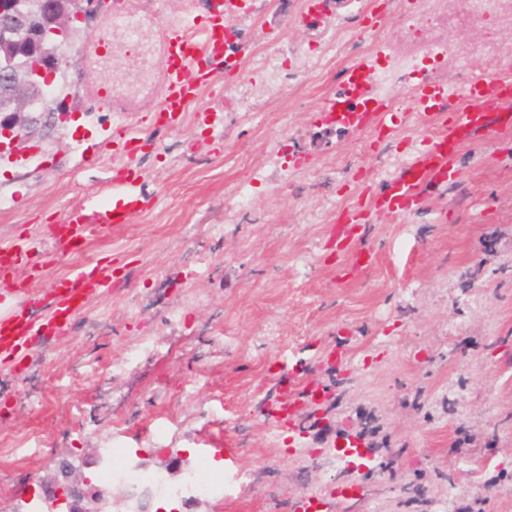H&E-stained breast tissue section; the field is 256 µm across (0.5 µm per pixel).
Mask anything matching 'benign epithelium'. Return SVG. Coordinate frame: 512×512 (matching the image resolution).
Here are the masks:
<instances>
[{"mask_svg": "<svg viewBox=\"0 0 512 512\" xmlns=\"http://www.w3.org/2000/svg\"><path fill=\"white\" fill-rule=\"evenodd\" d=\"M83 12L81 0H0V39L7 41L23 32L26 42L20 48L40 56V62L31 68H13L0 61L4 84L0 150H19L38 134L43 116L35 115V110L41 99L53 96L57 44L70 39ZM85 465L84 459L61 460L62 481L53 490L42 489L37 496L39 512H112L109 487L95 485L87 477H74Z\"/></svg>", "mask_w": 512, "mask_h": 512, "instance_id": "benign-epithelium-1", "label": "benign epithelium"}]
</instances>
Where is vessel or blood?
I'll use <instances>...</instances> for the list:
<instances>
[{
	"instance_id": "vessel-or-blood-1",
	"label": "vessel or blood",
	"mask_w": 512,
	"mask_h": 512,
	"mask_svg": "<svg viewBox=\"0 0 512 512\" xmlns=\"http://www.w3.org/2000/svg\"><path fill=\"white\" fill-rule=\"evenodd\" d=\"M240 18L238 0H204L203 15L186 13L168 23L162 45L165 73L151 95L148 106L152 125L168 131L180 127L182 119L200 91L211 84L215 66L225 71H242L247 46L229 50L226 32ZM375 71L369 58L353 61L345 70L327 105L321 106L322 125L351 133L390 135L394 113L389 102L374 98L371 86ZM457 96L464 108L449 109V96ZM512 103V64L500 63L472 73L451 87L437 72L423 74L409 88V107L404 121L427 124L430 133L423 149L402 163L364 202L341 212L335 239L342 252L356 261L373 258L361 246L360 226L370 215L398 218L425 199L428 192L447 183L449 163L461 143L474 141L493 125H512V116L499 114V107ZM109 142L120 160L109 194L66 207L58 223L44 225L38 238H17L0 245V365L13 367L38 348L63 335L77 313L92 298L109 295L112 280L98 261L85 258L86 239L92 229L129 223L149 202L142 189L143 176L129 162L140 149L139 138L122 126ZM80 256L63 283L35 289L18 280L14 271L28 252H37L46 262L57 260L56 245ZM297 365L279 363L280 397L269 414L275 436L296 437L307 406L319 403L311 390L294 387ZM333 489L289 498V512H333Z\"/></svg>"
}]
</instances>
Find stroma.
I'll use <instances>...</instances> for the list:
<instances>
[{
  "label": "stroma",
  "instance_id": "obj_1",
  "mask_svg": "<svg viewBox=\"0 0 512 512\" xmlns=\"http://www.w3.org/2000/svg\"><path fill=\"white\" fill-rule=\"evenodd\" d=\"M379 3L309 21L304 0H240L228 40L248 46L245 69L217 73L178 130L154 131L143 106L163 55L143 85L118 54L78 91L88 103L128 76L124 112L56 122L25 166L0 159V243L108 194L111 149L84 166L73 152L100 129L139 134L150 192L129 223L87 238L86 257L116 270L111 294L23 372L0 368L1 504L53 483L65 457L87 458L95 476L93 450L109 436L149 468L205 456L235 477L191 512H288L289 498L326 486L348 490L337 512H512V127L464 145L456 177L406 216L371 218L362 243L377 258L352 273L331 238L340 209L422 149L428 129L403 124L375 141L316 119L372 45L402 57L446 43L474 72L489 64L488 41L512 51V27L472 28L456 7L413 29L399 0L378 26ZM246 185L249 204L234 206ZM143 339L152 352L110 376ZM280 355L301 362L298 387L325 391L292 455L268 429V362ZM348 432L371 447L367 468L335 450Z\"/></svg>",
  "mask_w": 512,
  "mask_h": 512
}]
</instances>
